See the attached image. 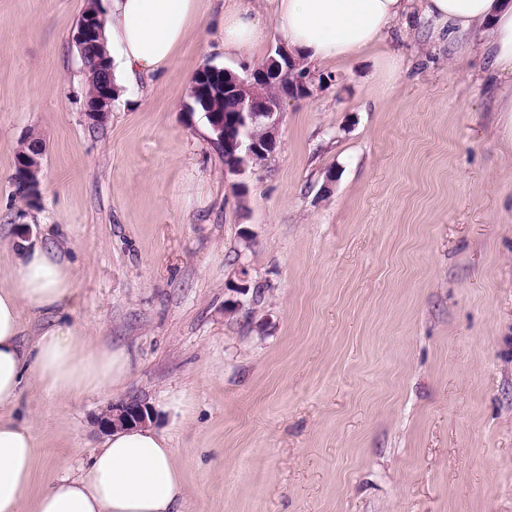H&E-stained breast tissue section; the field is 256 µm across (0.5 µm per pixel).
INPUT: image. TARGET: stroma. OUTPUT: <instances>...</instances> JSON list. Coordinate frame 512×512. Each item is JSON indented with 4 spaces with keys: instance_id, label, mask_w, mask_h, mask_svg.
<instances>
[{
    "instance_id": "stroma-1",
    "label": "stroma",
    "mask_w": 512,
    "mask_h": 512,
    "mask_svg": "<svg viewBox=\"0 0 512 512\" xmlns=\"http://www.w3.org/2000/svg\"><path fill=\"white\" fill-rule=\"evenodd\" d=\"M85 6L0 0V284L29 225L76 273L70 323L137 365L79 402L25 391L33 491L135 396L177 451L184 512H512V150L491 59L412 12L314 68L275 151L233 177L184 111L191 80L245 75L282 35L226 56L224 0H207L170 65L92 126ZM31 133L46 150L29 203L13 173Z\"/></svg>"
}]
</instances>
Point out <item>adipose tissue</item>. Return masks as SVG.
<instances>
[{
    "label": "adipose tissue",
    "mask_w": 512,
    "mask_h": 512,
    "mask_svg": "<svg viewBox=\"0 0 512 512\" xmlns=\"http://www.w3.org/2000/svg\"><path fill=\"white\" fill-rule=\"evenodd\" d=\"M410 0H227L224 52L253 53L266 39L259 12L271 15L289 48L302 61L340 63L379 45L409 13ZM204 0H112L104 13L102 42L118 52L115 85L135 83L173 60ZM439 35L490 29L484 44L494 66L509 78L498 98L512 145V0H422ZM11 283L0 286V512H183L184 479L166 435L151 425L122 427L78 472L32 493L36 437L32 422H18L13 408L23 391L80 400L120 387L134 360L124 347L94 342L68 323L44 328L33 345L21 340L23 308L47 315L74 301L70 264L58 251L15 241ZM34 509H27L28 498Z\"/></svg>",
    "instance_id": "obj_1"
}]
</instances>
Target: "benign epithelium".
Wrapping results in <instances>:
<instances>
[{
	"mask_svg": "<svg viewBox=\"0 0 512 512\" xmlns=\"http://www.w3.org/2000/svg\"><path fill=\"white\" fill-rule=\"evenodd\" d=\"M102 0H87L85 17L73 35V41L80 57H85L89 48L95 43L97 28L93 21L101 16ZM294 63V56L284 42L277 44L274 55L266 64L250 71L242 78L237 74L224 70V77L230 80L239 102L238 110L227 115H211V125L218 136V144L224 146V153L232 159V166L225 167V172L231 175H241L245 171L261 163L277 145L278 126L281 113L284 112L285 101L290 95L285 94L270 101L256 96L262 87L275 85L289 71ZM101 91L86 100L84 112L88 124L98 126L103 124L109 115L114 100V84L112 68L108 67L101 73ZM264 119V138L260 141L252 138L249 127L258 119ZM45 146L39 143L33 146V151L24 153L16 160V180L27 192L31 199L38 195L39 176L42 169V158ZM153 417V410L147 402L138 397H129L110 405L109 409L97 419L98 426L104 430L126 425L146 423Z\"/></svg>",
	"mask_w": 512,
	"mask_h": 512,
	"instance_id": "benign-epithelium-1",
	"label": "benign epithelium"
}]
</instances>
